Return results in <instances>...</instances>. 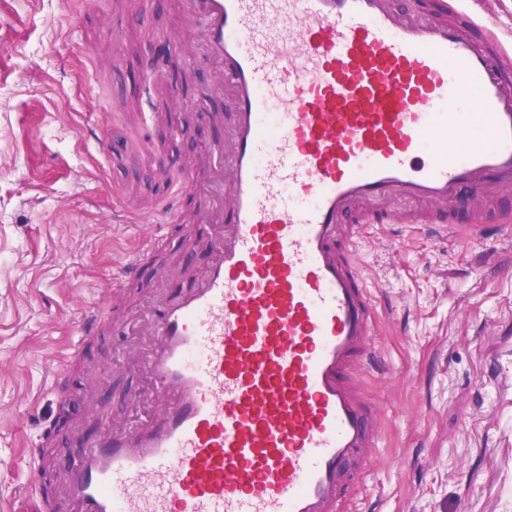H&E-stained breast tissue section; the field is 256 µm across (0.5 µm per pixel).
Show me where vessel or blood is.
Returning a JSON list of instances; mask_svg holds the SVG:
<instances>
[{
  "mask_svg": "<svg viewBox=\"0 0 512 512\" xmlns=\"http://www.w3.org/2000/svg\"><path fill=\"white\" fill-rule=\"evenodd\" d=\"M181 0L230 104L202 155L210 259L148 314L151 410L64 461L76 512H341L379 443L354 383L377 309L370 224L472 228L512 193V34L492 0ZM128 255L118 284L135 280ZM83 309L73 350L99 334Z\"/></svg>",
  "mask_w": 512,
  "mask_h": 512,
  "instance_id": "b4317fda",
  "label": "vessel or blood"
}]
</instances>
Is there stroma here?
Listing matches in <instances>:
<instances>
[{"label": "stroma", "instance_id": "35a3bbf8", "mask_svg": "<svg viewBox=\"0 0 512 512\" xmlns=\"http://www.w3.org/2000/svg\"><path fill=\"white\" fill-rule=\"evenodd\" d=\"M180 0H0V512H15L44 423L46 358L66 365L85 405L119 424L143 379L131 334L138 315L190 288L208 234L189 245L171 222L156 258L114 290L121 261L159 223L178 159L200 169L224 128V99L193 41L147 82L149 43L184 32ZM179 107L154 145L143 97ZM211 112L200 121L198 112ZM181 213L205 197L180 193ZM377 305L385 372L359 381L380 446L350 512H512V226L454 237L425 224H374L359 245ZM173 276H156L157 264ZM103 304L110 326L72 355L79 310Z\"/></svg>", "mask_w": 512, "mask_h": 512}]
</instances>
